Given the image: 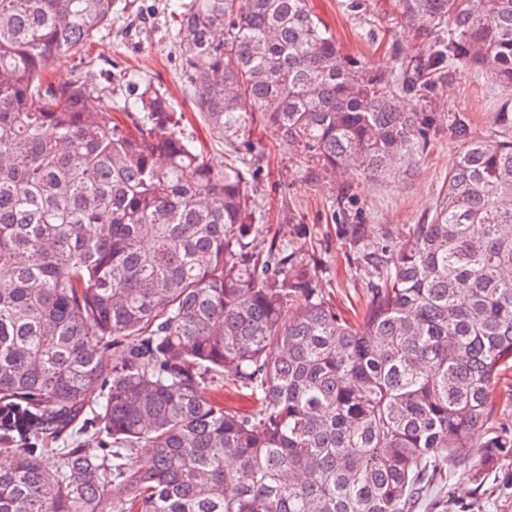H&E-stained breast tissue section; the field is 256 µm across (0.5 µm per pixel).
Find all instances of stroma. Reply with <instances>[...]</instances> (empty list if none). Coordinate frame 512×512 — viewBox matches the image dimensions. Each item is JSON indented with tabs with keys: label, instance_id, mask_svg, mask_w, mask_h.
Here are the masks:
<instances>
[{
	"label": "stroma",
	"instance_id": "obj_1",
	"mask_svg": "<svg viewBox=\"0 0 512 512\" xmlns=\"http://www.w3.org/2000/svg\"><path fill=\"white\" fill-rule=\"evenodd\" d=\"M176 0H116L112 23L97 32L76 52L60 58L51 76L64 81L84 79L106 87L121 103L134 101L145 88L170 97L185 116V131L207 158L223 163L224 144L213 137L193 107L178 52L176 23L170 15ZM341 44L344 54L375 70L398 67L430 43L432 23L400 17L399 0H310ZM422 112H442L448 117L467 116L473 133L485 132L499 107L496 96L477 82L472 70L459 67L448 80L436 85L429 98L417 99ZM259 151L256 187L262 201L265 237L295 238L297 226L287 220L295 213L307 228L306 245L315 250L323 267L319 285L339 308L366 300L364 277L356 276L348 244L336 231L340 224H363L371 235L394 240L423 223L462 145L441 133L419 157L413 170L395 182L361 179L305 165L288 145L271 131L256 130ZM485 487L496 493L485 512H512V458L492 464L482 476Z\"/></svg>",
	"mask_w": 512,
	"mask_h": 512
}]
</instances>
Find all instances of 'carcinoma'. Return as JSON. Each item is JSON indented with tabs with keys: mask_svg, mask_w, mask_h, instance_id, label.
Here are the masks:
<instances>
[{
	"mask_svg": "<svg viewBox=\"0 0 512 512\" xmlns=\"http://www.w3.org/2000/svg\"><path fill=\"white\" fill-rule=\"evenodd\" d=\"M114 6L0 0V512H413L429 489L450 512L452 475L512 457V0H401L441 26L424 69L470 66L499 95L480 135L408 107L426 87L343 55L308 0L178 6L222 166L165 95L125 105L127 127L110 93L48 79ZM256 124L372 180L464 137L427 223L338 225L369 291L351 317L313 251L258 242ZM226 384L258 407L204 395ZM74 430L98 447H54Z\"/></svg>",
	"mask_w": 512,
	"mask_h": 512,
	"instance_id": "carcinoma-1",
	"label": "carcinoma"
}]
</instances>
